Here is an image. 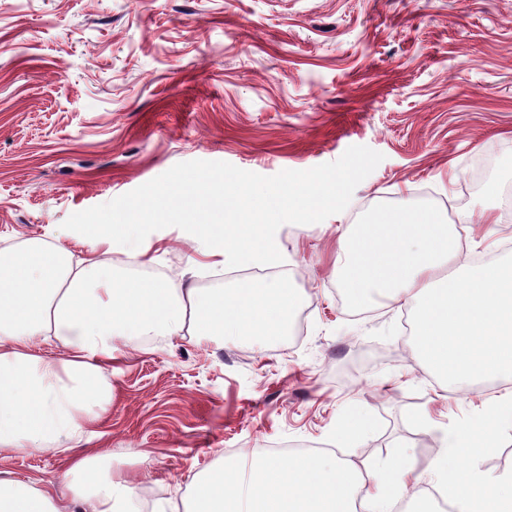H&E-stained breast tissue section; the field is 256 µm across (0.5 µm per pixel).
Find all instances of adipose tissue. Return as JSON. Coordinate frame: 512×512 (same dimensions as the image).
<instances>
[{
  "label": "adipose tissue",
  "mask_w": 512,
  "mask_h": 512,
  "mask_svg": "<svg viewBox=\"0 0 512 512\" xmlns=\"http://www.w3.org/2000/svg\"><path fill=\"white\" fill-rule=\"evenodd\" d=\"M460 243L427 212L364 224L341 237L336 276L357 307L384 298L417 309L415 346L434 377L467 389L512 379V266L491 262L449 276ZM64 247L32 238L0 251V459L20 449L65 457L60 482L0 478V512H142L133 478L103 455L71 454L112 402L105 374L118 342L186 335L271 341L298 306L278 283H238L215 297L115 274L92 253L73 269ZM512 424V399L446 431L435 480L459 512H512V471L473 461ZM418 480L369 475L350 461L312 455L254 460L250 482L224 466L196 476L171 512H393Z\"/></svg>",
  "instance_id": "adipose-tissue-1"
}]
</instances>
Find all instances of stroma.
<instances>
[{
  "instance_id": "obj_1",
  "label": "stroma",
  "mask_w": 512,
  "mask_h": 512,
  "mask_svg": "<svg viewBox=\"0 0 512 512\" xmlns=\"http://www.w3.org/2000/svg\"><path fill=\"white\" fill-rule=\"evenodd\" d=\"M353 145L384 159L347 209L276 233L300 327L264 345L143 336L107 365L103 435L77 451L111 454L158 510L190 475L314 450L364 472L410 465L424 498L444 431L512 392L434 378L406 332L413 305L353 308L333 274L340 235L420 210L458 237L462 262L512 261V0H0V250L40 238L80 260L90 246L63 229L69 215L180 162L270 176ZM111 256L117 274L174 288L246 278L176 227ZM357 414L367 433L340 443ZM60 470L44 452L0 462L11 478Z\"/></svg>"
}]
</instances>
